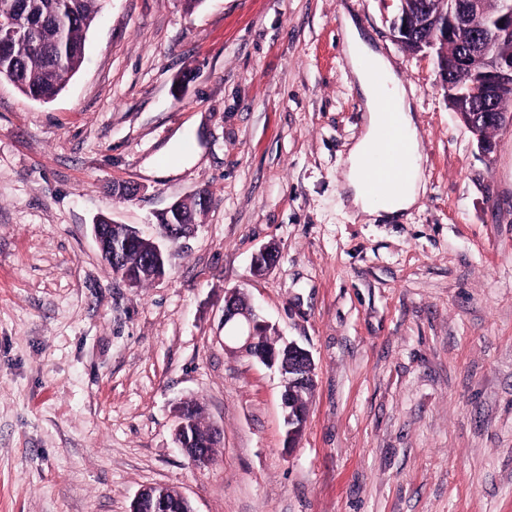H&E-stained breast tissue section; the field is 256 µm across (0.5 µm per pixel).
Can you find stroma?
<instances>
[{
  "instance_id": "obj_1",
  "label": "stroma",
  "mask_w": 512,
  "mask_h": 512,
  "mask_svg": "<svg viewBox=\"0 0 512 512\" xmlns=\"http://www.w3.org/2000/svg\"><path fill=\"white\" fill-rule=\"evenodd\" d=\"M397 12L101 0L51 101L0 83V512H129L148 485L194 512H512V128L479 150ZM346 13L414 93L426 192L406 219L348 218L364 112ZM202 189L166 277L113 279L95 219L151 235ZM228 288L312 355L294 450L278 371L224 343ZM185 397L222 431L204 470L174 443Z\"/></svg>"
}]
</instances>
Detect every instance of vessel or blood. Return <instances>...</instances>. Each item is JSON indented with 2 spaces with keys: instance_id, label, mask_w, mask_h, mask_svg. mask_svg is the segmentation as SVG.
I'll use <instances>...</instances> for the list:
<instances>
[{
  "instance_id": "obj_1",
  "label": "vessel or blood",
  "mask_w": 512,
  "mask_h": 512,
  "mask_svg": "<svg viewBox=\"0 0 512 512\" xmlns=\"http://www.w3.org/2000/svg\"><path fill=\"white\" fill-rule=\"evenodd\" d=\"M405 155L406 138L401 126L393 121L383 123L376 132L367 163L368 190L374 192L382 186H400L406 177Z\"/></svg>"
}]
</instances>
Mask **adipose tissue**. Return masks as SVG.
I'll use <instances>...</instances> for the list:
<instances>
[{"label":"adipose tissue","instance_id":"1","mask_svg":"<svg viewBox=\"0 0 512 512\" xmlns=\"http://www.w3.org/2000/svg\"><path fill=\"white\" fill-rule=\"evenodd\" d=\"M342 28L347 60L361 95L364 110V132L351 146L345 159L342 188L347 205L352 216L355 217L363 214L378 217L385 214L391 218H398L411 210L426 190L414 102L391 61L363 39L355 20L350 15H343ZM374 70L383 73L386 77L389 95L396 106L397 119L405 129L410 143L407 155L408 178L405 184L398 191L378 198L369 196L364 185L367 177L365 164L371 152L376 131L383 121L379 89L370 76L371 71Z\"/></svg>","mask_w":512,"mask_h":512}]
</instances>
